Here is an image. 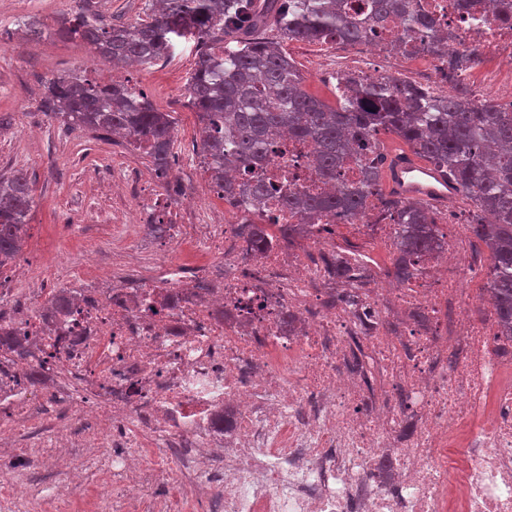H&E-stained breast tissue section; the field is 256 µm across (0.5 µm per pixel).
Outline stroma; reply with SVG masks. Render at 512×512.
Segmentation results:
<instances>
[{"label":"stroma","instance_id":"35a3bbf8","mask_svg":"<svg viewBox=\"0 0 512 512\" xmlns=\"http://www.w3.org/2000/svg\"><path fill=\"white\" fill-rule=\"evenodd\" d=\"M77 9L78 0H0V175L23 171L35 198L27 217L30 238L12 266L18 273L71 261L89 244L100 262H112V172L102 163L111 156L113 142L87 129L64 128L37 108L47 79L73 72L97 81L110 77L87 45L56 33L58 16ZM32 16L42 24V36L34 40L24 35ZM281 46L304 75L307 92L334 102L335 81L310 75L318 56L315 46L288 39ZM194 62V43L184 40L171 60L135 66L126 77L174 119L171 149L179 157L171 163L169 190L194 196L216 215L224 204L191 162L199 144L198 117L186 94ZM96 427L94 419L84 418L71 445L57 454L0 447V468L15 471L33 499L66 502L68 512H99L98 497L106 487L95 463L109 451L84 440Z\"/></svg>","mask_w":512,"mask_h":512}]
</instances>
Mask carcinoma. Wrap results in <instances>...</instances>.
<instances>
[{
  "label": "carcinoma",
  "mask_w": 512,
  "mask_h": 512,
  "mask_svg": "<svg viewBox=\"0 0 512 512\" xmlns=\"http://www.w3.org/2000/svg\"><path fill=\"white\" fill-rule=\"evenodd\" d=\"M151 11L147 22L117 26L98 19L93 0H83L81 12L62 19L60 33L114 64L143 65L172 56L177 39L193 37L195 63L186 91L199 116V146L211 181L233 197L258 200L280 193L283 205L304 217L320 211L374 212L396 225L394 276L404 283L416 274L414 258L432 251L438 234L432 208L384 188L387 143L381 135H396L472 200L468 230L491 253L486 288L501 326L512 335V112L471 98L463 76L482 64L478 54L448 48L447 35L433 38V20L416 0H369L361 14L344 12L340 0H152ZM395 16L405 24L407 46L424 47L440 60L448 95L438 98L402 80L354 78L333 107L308 94L293 61L278 43L262 37L273 24L290 40L324 43L339 37L355 43ZM38 105L69 127L135 138L157 176L167 177L173 121L144 95L70 74L43 83ZM281 131L313 142L315 163L325 175L336 176V168L352 160L360 177L333 195L313 197L282 192L252 175V165L269 158L270 140ZM231 171L246 179L229 182ZM33 203L26 175H0V267L20 251ZM272 243L268 225H251V248Z\"/></svg>",
  "instance_id": "cac0c4a2"
}]
</instances>
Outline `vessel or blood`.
Here are the masks:
<instances>
[{"instance_id": "b4317fda", "label": "vessel or blood", "mask_w": 512, "mask_h": 512, "mask_svg": "<svg viewBox=\"0 0 512 512\" xmlns=\"http://www.w3.org/2000/svg\"><path fill=\"white\" fill-rule=\"evenodd\" d=\"M389 188L408 198L448 204L452 190L447 178L426 161L410 156L387 173Z\"/></svg>"}]
</instances>
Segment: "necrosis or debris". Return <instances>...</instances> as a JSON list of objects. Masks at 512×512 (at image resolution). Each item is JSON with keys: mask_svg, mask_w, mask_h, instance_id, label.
Instances as JSON below:
<instances>
[{"mask_svg": "<svg viewBox=\"0 0 512 512\" xmlns=\"http://www.w3.org/2000/svg\"><path fill=\"white\" fill-rule=\"evenodd\" d=\"M436 31L484 63L466 74L473 99L512 112V0H418ZM405 29L392 22L366 39L330 44L333 76L407 72L448 92L427 53L393 57ZM262 178L316 194L347 173L315 171L311 142L280 134ZM113 218L157 227L151 251L136 235L118 241L130 261L121 277L94 254L51 267L34 282L0 271V321L25 337V359L0 349V440L27 423L30 448L58 449L74 412L104 421V464L122 490L113 512H512V336L505 335L472 254L465 223L440 220L444 243L415 279L382 269L394 228L371 214L314 217V234L268 252L240 235L253 213L269 224L300 218L278 199L225 201L212 220L189 198H172L139 169L116 160ZM360 238L355 266L373 281H336L324 262L336 236ZM69 307L40 311L59 290ZM54 378L42 390L25 377ZM56 408L32 417L34 400ZM179 493L160 499L155 482Z\"/></svg>", "mask_w": 512, "mask_h": 512, "instance_id": "obj_1", "label": "necrosis or debris"}]
</instances>
